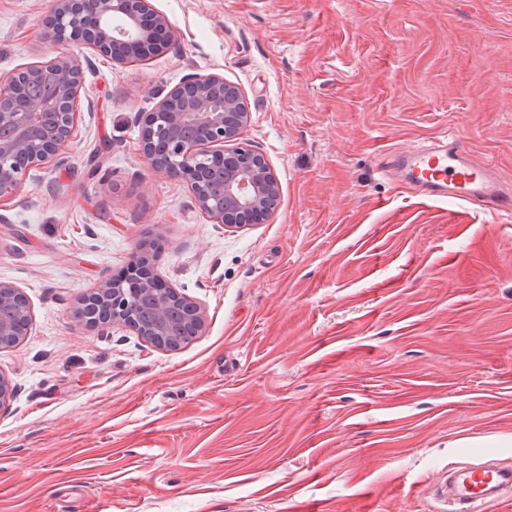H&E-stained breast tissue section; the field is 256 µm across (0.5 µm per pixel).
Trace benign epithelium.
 <instances>
[{
    "instance_id": "1",
    "label": "benign epithelium",
    "mask_w": 512,
    "mask_h": 512,
    "mask_svg": "<svg viewBox=\"0 0 512 512\" xmlns=\"http://www.w3.org/2000/svg\"><path fill=\"white\" fill-rule=\"evenodd\" d=\"M39 39L68 50L19 72L0 76V203L14 196L31 172L45 168L74 139L77 102L83 89L79 51L90 49L127 64L162 51L171 39L165 15L150 0H55ZM239 89L217 74L193 77L142 114L138 151L159 176L183 179L195 203L213 224L242 227L267 220L277 210L280 187L265 157L238 142L250 113ZM186 305L182 323L203 327L200 309L157 277L138 249L125 273L103 281L83 300L77 317L106 328L122 322L148 344L169 349L172 305ZM0 339L20 342L31 319L27 296L0 281ZM15 396L12 379L0 371V410Z\"/></svg>"
}]
</instances>
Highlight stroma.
<instances>
[{"label":"stroma","mask_w":512,"mask_h":512,"mask_svg":"<svg viewBox=\"0 0 512 512\" xmlns=\"http://www.w3.org/2000/svg\"><path fill=\"white\" fill-rule=\"evenodd\" d=\"M174 33L82 60L81 120L0 205V512H442L436 476L512 467V213L383 171L450 134L512 184V0H150ZM54 0H0V75L53 56ZM237 86L239 140L280 186L264 223L212 224L136 145L196 75ZM159 246L204 327L174 350L77 321ZM3 306L13 310V317H0V339L16 336L14 344H17L26 336L31 323L29 300L14 284L0 281V308Z\"/></svg>","instance_id":"35a3bbf8"}]
</instances>
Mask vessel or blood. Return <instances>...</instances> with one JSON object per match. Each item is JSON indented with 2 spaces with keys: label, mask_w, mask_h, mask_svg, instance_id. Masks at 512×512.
Segmentation results:
<instances>
[{
  "label": "vessel or blood",
  "mask_w": 512,
  "mask_h": 512,
  "mask_svg": "<svg viewBox=\"0 0 512 512\" xmlns=\"http://www.w3.org/2000/svg\"><path fill=\"white\" fill-rule=\"evenodd\" d=\"M412 180L428 194L497 211L512 208L506 188L487 163L477 160L459 141H439L403 157ZM434 494L450 512H486L489 505L512 496V469L466 466L450 480L437 483Z\"/></svg>",
  "instance_id": "obj_1"
}]
</instances>
